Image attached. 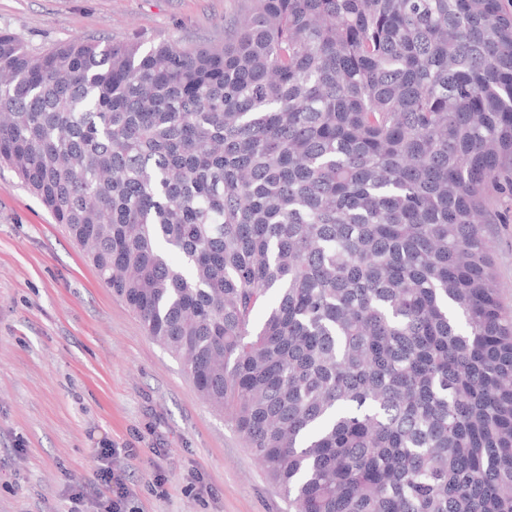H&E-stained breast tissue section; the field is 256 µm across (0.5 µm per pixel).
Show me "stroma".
<instances>
[{
  "label": "stroma",
  "mask_w": 512,
  "mask_h": 512,
  "mask_svg": "<svg viewBox=\"0 0 512 512\" xmlns=\"http://www.w3.org/2000/svg\"><path fill=\"white\" fill-rule=\"evenodd\" d=\"M241 0H0V30L33 49L75 37L218 45ZM512 307V223L489 227ZM129 489L125 512H288L224 415L144 332L66 229L0 167V512H70L95 451ZM205 485L212 493L198 497Z\"/></svg>",
  "instance_id": "35a3bbf8"
}]
</instances>
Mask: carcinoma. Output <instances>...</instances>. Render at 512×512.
<instances>
[{"label": "carcinoma", "instance_id": "obj_1", "mask_svg": "<svg viewBox=\"0 0 512 512\" xmlns=\"http://www.w3.org/2000/svg\"><path fill=\"white\" fill-rule=\"evenodd\" d=\"M244 4L216 46L0 30V164L288 512H512V0ZM488 237L497 287L503 303L512 307V223L489 224Z\"/></svg>", "mask_w": 512, "mask_h": 512}]
</instances>
